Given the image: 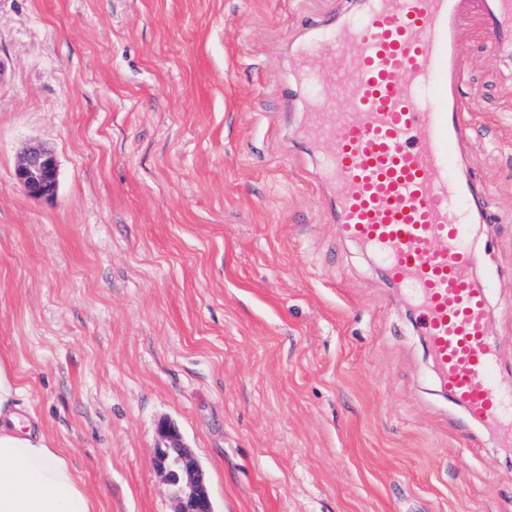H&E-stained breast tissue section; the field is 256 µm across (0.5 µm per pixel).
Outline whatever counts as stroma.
Here are the masks:
<instances>
[{
  "instance_id": "35a3bbf8",
  "label": "stroma",
  "mask_w": 512,
  "mask_h": 512,
  "mask_svg": "<svg viewBox=\"0 0 512 512\" xmlns=\"http://www.w3.org/2000/svg\"><path fill=\"white\" fill-rule=\"evenodd\" d=\"M344 0H0V355L103 512H171L176 424L216 512H512V447L434 384L413 308L341 239L285 106ZM462 23L457 176L512 377V56ZM54 197L14 179L32 145Z\"/></svg>"
}]
</instances>
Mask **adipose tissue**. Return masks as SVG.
<instances>
[{
  "label": "adipose tissue",
  "instance_id": "obj_1",
  "mask_svg": "<svg viewBox=\"0 0 512 512\" xmlns=\"http://www.w3.org/2000/svg\"><path fill=\"white\" fill-rule=\"evenodd\" d=\"M23 389L0 355V512H102L66 449L20 411Z\"/></svg>",
  "mask_w": 512,
  "mask_h": 512
}]
</instances>
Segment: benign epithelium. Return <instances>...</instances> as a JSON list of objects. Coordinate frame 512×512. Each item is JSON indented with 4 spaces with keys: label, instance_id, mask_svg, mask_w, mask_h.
Listing matches in <instances>:
<instances>
[{
    "label": "benign epithelium",
    "instance_id": "obj_1",
    "mask_svg": "<svg viewBox=\"0 0 512 512\" xmlns=\"http://www.w3.org/2000/svg\"><path fill=\"white\" fill-rule=\"evenodd\" d=\"M57 177L56 157L43 146L27 149L15 170L17 182L33 198L53 194ZM158 434L164 446L156 448L153 466L164 478L175 502L173 512H215L203 467L183 442L175 423L161 421Z\"/></svg>",
    "mask_w": 512,
    "mask_h": 512
}]
</instances>
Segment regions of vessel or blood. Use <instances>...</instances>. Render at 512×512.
I'll return each mask as SVG.
<instances>
[{
  "mask_svg": "<svg viewBox=\"0 0 512 512\" xmlns=\"http://www.w3.org/2000/svg\"><path fill=\"white\" fill-rule=\"evenodd\" d=\"M470 0H352L296 43L298 84L316 85L302 143L319 162L331 220L411 293L442 392L512 436V381L489 341L491 291L477 287L471 184L454 179L468 127L458 85ZM486 35L512 50V0H490ZM337 121H329L331 111Z\"/></svg>",
  "mask_w": 512,
  "mask_h": 512,
  "instance_id": "1",
  "label": "vessel or blood"
}]
</instances>
